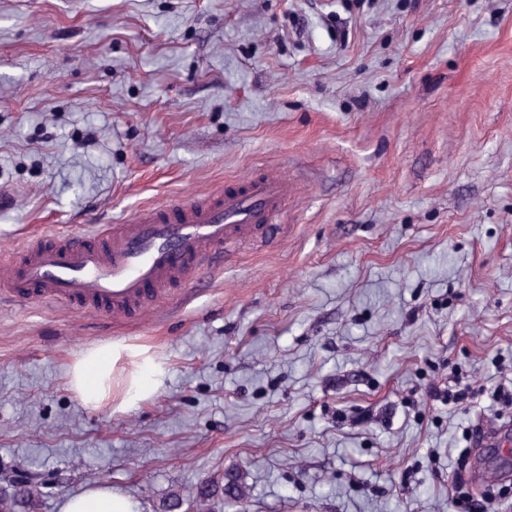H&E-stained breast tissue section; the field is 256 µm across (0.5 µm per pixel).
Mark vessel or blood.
I'll use <instances>...</instances> for the list:
<instances>
[{"instance_id": "1", "label": "vessel or blood", "mask_w": 512, "mask_h": 512, "mask_svg": "<svg viewBox=\"0 0 512 512\" xmlns=\"http://www.w3.org/2000/svg\"><path fill=\"white\" fill-rule=\"evenodd\" d=\"M285 198L284 183L265 175L216 189L203 201L141 209L86 235L48 238L23 250L17 261L0 262V288L22 300L116 318L142 313L167 287L186 281L208 255L271 220Z\"/></svg>"}]
</instances>
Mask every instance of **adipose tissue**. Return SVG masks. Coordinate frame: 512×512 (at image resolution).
Masks as SVG:
<instances>
[{"label":"adipose tissue","mask_w":512,"mask_h":512,"mask_svg":"<svg viewBox=\"0 0 512 512\" xmlns=\"http://www.w3.org/2000/svg\"><path fill=\"white\" fill-rule=\"evenodd\" d=\"M164 369L147 348L106 343L87 349L68 372L71 389L89 406L136 407L161 385ZM60 512H143L141 501L109 484L66 497Z\"/></svg>","instance_id":"adipose-tissue-1"}]
</instances>
